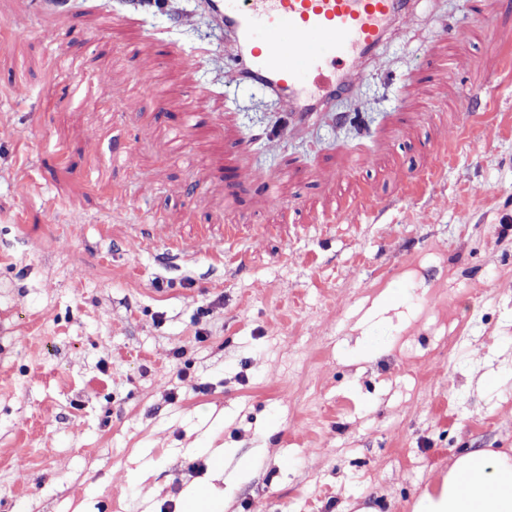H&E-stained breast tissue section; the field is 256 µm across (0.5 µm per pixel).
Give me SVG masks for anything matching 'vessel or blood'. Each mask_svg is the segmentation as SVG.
Listing matches in <instances>:
<instances>
[{"label":"vessel or blood","mask_w":512,"mask_h":512,"mask_svg":"<svg viewBox=\"0 0 512 512\" xmlns=\"http://www.w3.org/2000/svg\"><path fill=\"white\" fill-rule=\"evenodd\" d=\"M225 35L232 38L234 63L242 83L281 98L298 126L315 121L337 95L353 91L352 74L383 42L390 26L405 14L410 0H205ZM153 39L177 46L190 68L203 51L175 45L167 30ZM452 152L447 139L433 146L431 163L418 181L436 177ZM379 197L358 195L334 209L316 212V223L334 227L353 209L378 213Z\"/></svg>","instance_id":"vessel-or-blood-1"}]
</instances>
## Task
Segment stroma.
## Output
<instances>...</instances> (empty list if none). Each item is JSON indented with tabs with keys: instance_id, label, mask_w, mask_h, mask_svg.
Masks as SVG:
<instances>
[{
	"instance_id": "obj_1",
	"label": "stroma",
	"mask_w": 512,
	"mask_h": 512,
	"mask_svg": "<svg viewBox=\"0 0 512 512\" xmlns=\"http://www.w3.org/2000/svg\"><path fill=\"white\" fill-rule=\"evenodd\" d=\"M501 2L416 0L355 93L275 147L285 106L238 86L202 0L143 19L110 0L108 33L92 11L70 30L0 0V512H179L212 448L224 512H413L461 452L512 454ZM24 16L32 32L11 34ZM148 25L205 47L203 64ZM156 69L161 114L135 86ZM187 107L202 123L178 158ZM470 113L486 120L463 141ZM443 134L458 145L444 176L403 195ZM353 149L362 164L339 178ZM282 169L275 203L252 175ZM362 191L378 218L313 223ZM153 39L167 47L175 48L183 56L191 69H196L203 54V50L197 46H186L174 41L165 29H156L152 32Z\"/></svg>"
}]
</instances>
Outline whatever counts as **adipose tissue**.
Wrapping results in <instances>:
<instances>
[{"instance_id": "adipose-tissue-1", "label": "adipose tissue", "mask_w": 512, "mask_h": 512, "mask_svg": "<svg viewBox=\"0 0 512 512\" xmlns=\"http://www.w3.org/2000/svg\"><path fill=\"white\" fill-rule=\"evenodd\" d=\"M468 478L469 490L460 487ZM414 512H512V456L484 449L459 454L435 492H424Z\"/></svg>"}]
</instances>
